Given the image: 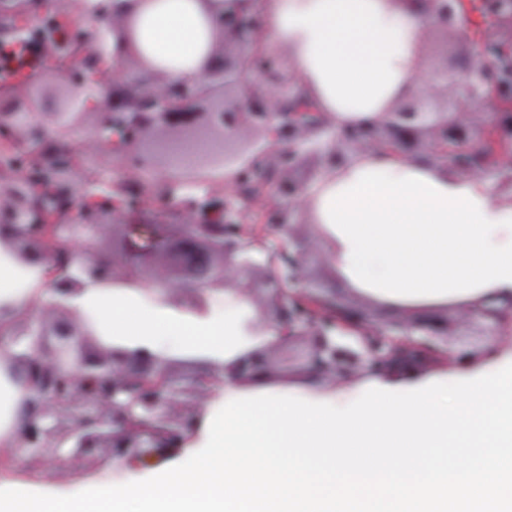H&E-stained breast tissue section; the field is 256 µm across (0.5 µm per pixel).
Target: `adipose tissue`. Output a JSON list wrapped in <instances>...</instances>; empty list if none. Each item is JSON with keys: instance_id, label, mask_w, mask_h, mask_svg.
Returning <instances> with one entry per match:
<instances>
[{"instance_id": "adipose-tissue-1", "label": "adipose tissue", "mask_w": 512, "mask_h": 512, "mask_svg": "<svg viewBox=\"0 0 512 512\" xmlns=\"http://www.w3.org/2000/svg\"><path fill=\"white\" fill-rule=\"evenodd\" d=\"M135 17L134 48L112 41L113 62L130 51L151 74L195 80L208 66L224 0H112ZM263 43L285 59L288 76L337 128L380 118L399 98L426 91L425 27L406 0H262ZM311 221L345 288L362 300L405 311L512 309V200L482 179L387 153L312 183ZM46 262L0 235V323L52 302ZM228 316L177 308L135 288L85 281L67 304L90 318L100 345L146 349L170 359L203 357L231 366L277 343L276 328L257 325V306L226 290ZM19 347L0 339V448L12 464L0 485L20 480L19 440L27 396ZM329 399L345 406L361 386L326 389L305 381L241 384L225 378L207 412L225 399L262 390Z\"/></svg>"}]
</instances>
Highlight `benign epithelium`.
<instances>
[{
  "label": "benign epithelium",
  "mask_w": 512,
  "mask_h": 512,
  "mask_svg": "<svg viewBox=\"0 0 512 512\" xmlns=\"http://www.w3.org/2000/svg\"><path fill=\"white\" fill-rule=\"evenodd\" d=\"M82 13L109 15L112 28L130 30L125 14L96 0H80ZM257 0H227L218 42L200 81L146 83L143 66L112 70L111 28L74 32L63 52L26 83L0 88L10 111L0 113V229L51 265L49 306L7 325L12 342L25 346L22 375L29 390L20 427L31 474L60 465L57 451L82 462L81 477L96 474L114 456L146 465L176 455L195 433L203 402L224 384L212 367L178 379L176 361L147 350L108 349L95 340L87 319H77L66 299L82 280L147 288L182 309L204 312L226 288L249 301L258 292L272 309L282 339L274 346L286 377L299 366L311 374L360 368L390 371L448 362L451 351L416 338L450 336L448 324L380 326L362 310L316 293L305 274L312 243L294 216L299 200L321 175L363 152L409 156L418 148L429 161L496 183L512 197V0H414L427 21V41L461 48L443 54L431 73L432 91L397 102L378 123L337 130L261 47L264 18ZM35 0H0V14L19 19ZM452 90L453 109L438 95ZM105 110L91 147L68 145L89 111ZM492 112L485 124L480 116ZM199 140L209 149L178 171L159 161ZM23 146L18 164L10 148ZM318 160L302 179L295 172ZM120 164L125 176L104 177V164ZM288 197L274 211L268 195L246 205L182 194L189 187L224 192L261 176ZM122 228L112 260L76 261L91 255L106 225ZM275 231L282 260L270 264L247 244ZM462 326L512 338V314L495 307L458 316ZM267 351L241 358L234 378L247 382L266 373Z\"/></svg>",
  "instance_id": "obj_1"
}]
</instances>
